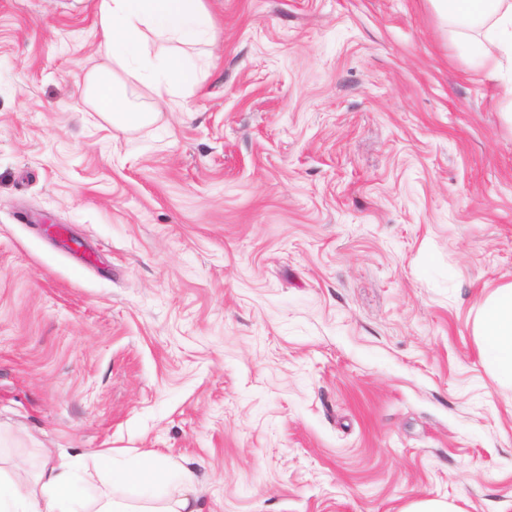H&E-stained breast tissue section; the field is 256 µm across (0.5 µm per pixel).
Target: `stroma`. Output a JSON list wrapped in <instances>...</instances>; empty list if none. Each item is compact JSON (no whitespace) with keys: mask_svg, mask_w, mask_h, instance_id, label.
Masks as SVG:
<instances>
[{"mask_svg":"<svg viewBox=\"0 0 512 512\" xmlns=\"http://www.w3.org/2000/svg\"><path fill=\"white\" fill-rule=\"evenodd\" d=\"M122 131L93 0H0V468L197 474L199 512H512L511 77L431 0H208ZM474 334L491 373L501 384L512 387V283L487 297Z\"/></svg>","mask_w":512,"mask_h":512,"instance_id":"obj_1","label":"stroma"}]
</instances>
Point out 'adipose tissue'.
Returning a JSON list of instances; mask_svg holds the SVG:
<instances>
[{"mask_svg": "<svg viewBox=\"0 0 512 512\" xmlns=\"http://www.w3.org/2000/svg\"><path fill=\"white\" fill-rule=\"evenodd\" d=\"M439 16L455 28L460 48L481 67L512 74V0H432ZM99 47L106 67L88 73L84 97L113 125L129 130L151 123L135 93L117 86L115 69H122L166 104L186 84L194 70L183 50L186 44H212L213 16L207 0H97ZM166 41L152 51L150 36ZM483 361L494 377L512 386V283L495 289L485 300L474 331ZM73 460L43 451V464L33 482L0 479V512H196L193 470H169L154 454L128 464L113 460L102 490L84 500L71 491ZM133 484L138 502L111 495V488Z\"/></svg>", "mask_w": 512, "mask_h": 512, "instance_id": "obj_1", "label": "adipose tissue"}]
</instances>
